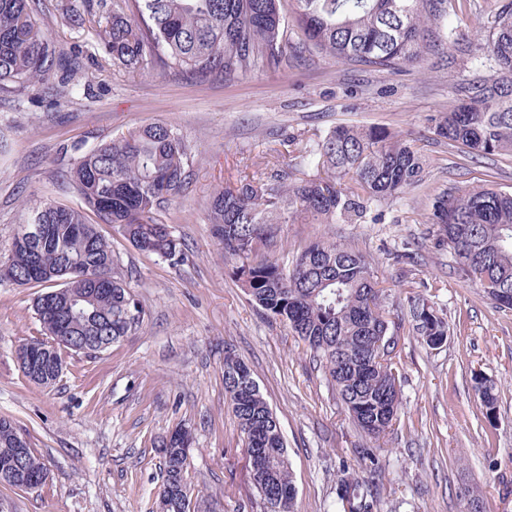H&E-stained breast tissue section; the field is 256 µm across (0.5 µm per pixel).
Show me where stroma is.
Returning <instances> with one entry per match:
<instances>
[{
    "instance_id": "1",
    "label": "stroma",
    "mask_w": 512,
    "mask_h": 512,
    "mask_svg": "<svg viewBox=\"0 0 512 512\" xmlns=\"http://www.w3.org/2000/svg\"><path fill=\"white\" fill-rule=\"evenodd\" d=\"M77 10L69 23L61 5ZM47 37L83 54L85 68L60 106L45 102L61 74L0 90V256H7L25 207L77 206L70 170L96 144L164 123L188 145L190 184L161 212L185 246L178 264L135 249L109 224L100 233L116 272L142 309L138 329L92 355L69 354L56 383L29 382L15 349L40 336L36 286L0 281V417L9 419L49 478L33 491L0 486L7 512H159L160 437L190 430L187 483L220 512H265L248 450L224 403V349L250 366L276 414L297 489V512H333L343 470L379 485L377 512H461L458 492L482 490L488 512H512V309L498 308L463 280L449 250L435 246L434 194L483 185L512 192V158L473 157L435 135L428 118L447 110L453 88L485 67L487 53L451 47L406 72L382 73L309 54L231 82L197 83L112 69L96 37L112 0H39ZM383 126L424 156L423 186L383 203L380 220L284 224L277 253L292 258L328 238L371 262L387 310L401 317L404 366L400 423L379 441L360 435L322 367L288 326L263 314L225 268L207 204L243 174L277 163L313 173L309 155L336 125ZM413 253L414 263H399ZM448 323L429 349L406 319L408 282ZM492 380L498 423L489 426L473 372Z\"/></svg>"
}]
</instances>
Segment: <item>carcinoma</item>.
I'll use <instances>...</instances> for the list:
<instances>
[{
  "mask_svg": "<svg viewBox=\"0 0 512 512\" xmlns=\"http://www.w3.org/2000/svg\"><path fill=\"white\" fill-rule=\"evenodd\" d=\"M295 22L307 43L289 49L279 0H112V18L99 42L112 69L146 73L155 67L195 82L229 81L280 67L288 51L313 47L336 61L378 71L407 70L438 47L439 29L452 0H295ZM456 51L487 50L494 66L454 87L448 111L433 118L435 133L475 156L512 157V0L497 3L486 41L473 46L453 38ZM79 55L48 39L31 17L28 0H0V88L24 86L49 71L76 74ZM188 147L166 124H151L100 143L70 171L81 207L41 203L27 208L25 223L45 224L48 234L30 249L12 247L0 260V278L48 291L35 302L42 337L24 345H58L96 354L128 335L141 310L130 288L112 275L94 286L69 270L115 269L112 246L86 217L117 227L138 250L167 261L182 260L183 244L155 214L187 189ZM323 175L298 177L273 170L259 181L245 179L216 194L209 223L224 265L239 277L251 301L288 325L323 365L342 403L365 436L378 440L399 420L401 381L397 345L379 349L391 336L370 263L360 252L328 239L305 245L291 264L273 252L279 224H355L371 205L424 182L425 160L405 139L376 126L338 125L312 153ZM438 246L453 253L455 270L484 288L499 307L512 309V193L483 186L456 195L442 191L431 201ZM86 301L81 318L68 302ZM412 331L430 349L448 336L443 317L418 295L407 298ZM248 364L224 350V394L248 448L253 484L264 504L294 486L288 452L276 415L259 392L246 390L240 370ZM483 414L494 424L496 387L472 375ZM23 436L0 418V456ZM163 481L186 482L180 449L162 441ZM466 512H486L482 493L466 489ZM161 512H216L212 503L159 498ZM376 499L354 474L340 480L336 512H374Z\"/></svg>",
  "mask_w": 512,
  "mask_h": 512,
  "instance_id": "1",
  "label": "carcinoma"
}]
</instances>
